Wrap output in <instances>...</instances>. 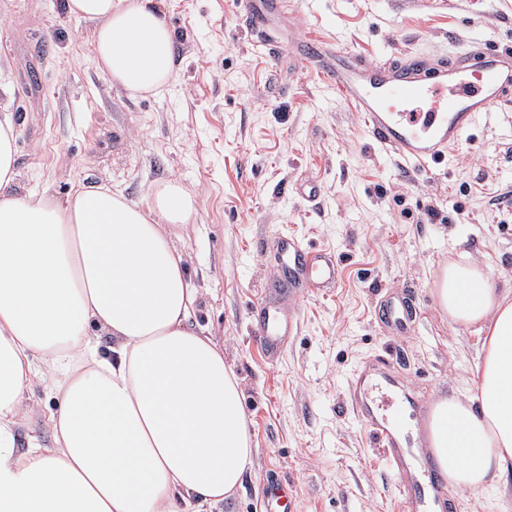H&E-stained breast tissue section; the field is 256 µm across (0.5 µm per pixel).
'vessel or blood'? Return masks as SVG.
I'll return each mask as SVG.
<instances>
[{
  "instance_id": "obj_1",
  "label": "vessel or blood",
  "mask_w": 512,
  "mask_h": 512,
  "mask_svg": "<svg viewBox=\"0 0 512 512\" xmlns=\"http://www.w3.org/2000/svg\"><path fill=\"white\" fill-rule=\"evenodd\" d=\"M287 4L263 0L249 6L246 23L259 29ZM323 75L349 96L373 140L431 174L476 121L488 115L491 102L512 100V51L499 47L467 52L439 67H426L417 58L365 61L330 64ZM274 257L279 279L252 303L250 333L251 342L272 360L299 331L298 298L334 287L339 275L333 254L307 248L290 235L278 237ZM376 317L394 335L407 332L413 325L407 295L382 300ZM351 403L390 467L402 512H450L448 480L427 441L429 403L399 394L377 367L358 373ZM264 500L267 512H293L292 493L280 481L267 483Z\"/></svg>"
}]
</instances>
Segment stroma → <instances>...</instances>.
Returning a JSON list of instances; mask_svg holds the SVG:
<instances>
[{
    "mask_svg": "<svg viewBox=\"0 0 512 512\" xmlns=\"http://www.w3.org/2000/svg\"><path fill=\"white\" fill-rule=\"evenodd\" d=\"M244 0H156L176 43L177 77L155 93L112 85L93 61V23L65 0H0V115L17 132L20 190L66 199L104 185L143 204L180 180L193 223L168 234L199 292L195 320L237 377L254 466L215 512H259L267 480L288 482L296 512H399L392 475L351 409L350 382L375 359L430 401L476 388L484 334L437 304L448 261L486 265L512 291V105H494L437 175L401 161L304 58L305 40L357 60L450 63L512 47V0H288L262 29ZM315 181L310 202L299 185ZM336 254V287L301 300V327L276 360L249 340L248 310L274 275V239ZM409 293L419 317L392 335L384 294ZM455 512H512V486L449 490Z\"/></svg>",
    "mask_w": 512,
    "mask_h": 512,
    "instance_id": "35a3bbf8",
    "label": "stroma"
}]
</instances>
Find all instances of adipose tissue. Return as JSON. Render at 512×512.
<instances>
[{"mask_svg":"<svg viewBox=\"0 0 512 512\" xmlns=\"http://www.w3.org/2000/svg\"><path fill=\"white\" fill-rule=\"evenodd\" d=\"M95 22L112 84L158 91L176 74L173 32L153 0H66ZM15 130L0 120V512H213L253 466L224 351L191 323L197 290L168 224L190 223L179 182L136 204L103 187L62 202L17 192ZM436 297L482 325L475 396L439 399L431 448L452 487L512 480V294L478 263L445 267ZM112 339L102 347L101 337ZM55 400L50 444L19 448L35 387Z\"/></svg>","mask_w":512,"mask_h":512,"instance_id":"adipose-tissue-1","label":"adipose tissue"}]
</instances>
